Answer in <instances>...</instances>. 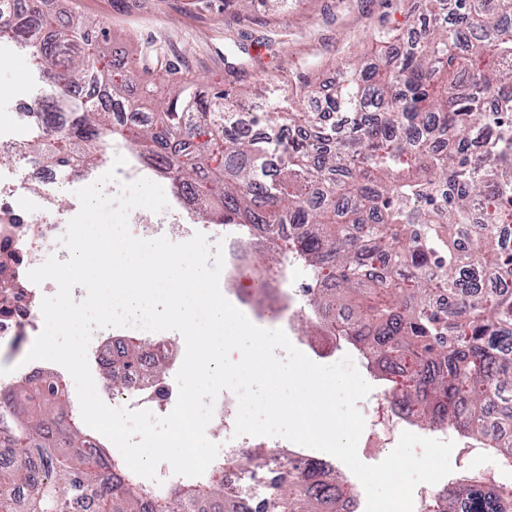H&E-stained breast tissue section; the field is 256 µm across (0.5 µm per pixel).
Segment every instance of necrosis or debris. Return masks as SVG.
<instances>
[{
    "label": "necrosis or debris",
    "mask_w": 512,
    "mask_h": 512,
    "mask_svg": "<svg viewBox=\"0 0 512 512\" xmlns=\"http://www.w3.org/2000/svg\"><path fill=\"white\" fill-rule=\"evenodd\" d=\"M25 177H18V170L0 168V350L17 352L20 340L35 341L43 329L41 312L43 297L54 292V281L34 284L28 278L31 269L43 264L46 252L60 246L67 225L79 211V203L69 207L57 204L55 195L60 186L56 170L40 157L28 156L23 162ZM194 207L183 199H175L164 211L153 213L139 209L131 211L129 228L133 236L153 240L159 237L180 243L195 233H203L209 242L224 246V271L230 284H237L242 262L237 253L238 243L246 238L263 239L260 227L254 224H237L226 227L221 224H193ZM299 261L291 253H283L282 265L274 278L281 299L288 310V331L296 335L298 343L321 359L336 357L338 340L320 333L301 334L299 317L308 305L313 292L311 283L298 275ZM141 335L150 342V354L161 359L168 354V345L157 339L154 333L138 332L129 328L126 334L113 337L109 351H102L99 337H92L88 353L95 363L113 368L122 360V346L129 337ZM177 387L160 384L145 389L140 378L126 374L121 389L105 388L104 394L112 402L138 398L140 407L153 413L167 415L177 399ZM237 398L230 391L219 394L214 416L206 428L208 438H221L224 443V484L234 488V512H256L258 500L253 490H243V470L234 465L238 449L247 447L249 436H235ZM365 415L369 424L365 427L359 444L364 450L392 448L397 444L408 421L404 407L392 402L390 395H373L367 402Z\"/></svg>",
    "instance_id": "4bbe7bcc"
}]
</instances>
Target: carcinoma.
I'll return each instance as SVG.
<instances>
[{"label":"carcinoma","mask_w":512,"mask_h":512,"mask_svg":"<svg viewBox=\"0 0 512 512\" xmlns=\"http://www.w3.org/2000/svg\"><path fill=\"white\" fill-rule=\"evenodd\" d=\"M0 0V39H13L50 80L51 110L29 126L22 152L60 168L109 162L118 135L111 105L142 85L127 63L113 70L96 50L89 19L37 32L48 21ZM428 24L404 42L401 29L373 40L393 54L381 68L362 55L340 64L341 81L319 112L303 84L262 112L250 136L252 97L212 96L182 86L150 120L132 124L124 145L151 156L192 205L218 198L213 224L288 227L287 249L319 284L309 307L316 328L359 345L416 424H447L483 439L512 463V434L497 436L488 409L512 427V252L499 244L512 226V0H427ZM448 292V308L434 303ZM131 339L123 368L151 383L167 362H145ZM0 512H224V481L148 486L107 456L73 412L59 380L20 381L0 394ZM258 512H336L343 480L315 463L270 470ZM444 512H512V487L448 490Z\"/></svg>","instance_id":"1"}]
</instances>
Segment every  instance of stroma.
I'll return each instance as SVG.
<instances>
[{"label": "stroma", "instance_id": "35a3bbf8", "mask_svg": "<svg viewBox=\"0 0 512 512\" xmlns=\"http://www.w3.org/2000/svg\"><path fill=\"white\" fill-rule=\"evenodd\" d=\"M422 0H285L273 8L256 0L243 23L231 22L224 0H52L44 12L65 21L100 22L101 51L108 59L146 66L142 81L190 82L205 93L236 86L266 90L280 101L303 82L334 89L338 63L369 51L376 28L417 23ZM0 114L16 101L50 100L52 90L22 45L0 43Z\"/></svg>", "mask_w": 512, "mask_h": 512}]
</instances>
